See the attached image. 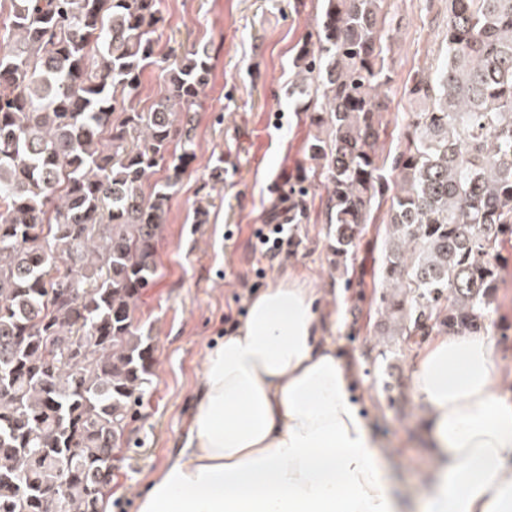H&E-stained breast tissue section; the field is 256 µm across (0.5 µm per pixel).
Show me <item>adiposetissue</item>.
I'll return each instance as SVG.
<instances>
[{"instance_id": "obj_1", "label": "adipose tissue", "mask_w": 512, "mask_h": 512, "mask_svg": "<svg viewBox=\"0 0 512 512\" xmlns=\"http://www.w3.org/2000/svg\"><path fill=\"white\" fill-rule=\"evenodd\" d=\"M317 299L294 278L253 295L206 354L184 442L140 512H512V382L490 337H439L414 366L434 465L409 501Z\"/></svg>"}]
</instances>
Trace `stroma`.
<instances>
[{"label":"stroma","mask_w":512,"mask_h":512,"mask_svg":"<svg viewBox=\"0 0 512 512\" xmlns=\"http://www.w3.org/2000/svg\"><path fill=\"white\" fill-rule=\"evenodd\" d=\"M158 8L155 62L144 72L139 110L160 97L168 65L191 47L208 45L213 67L195 114L194 158L157 245L156 284L135 311L153 338L155 362L131 446L112 476V512H139L133 488L144 487L177 448L207 350L243 319L254 293L290 276L319 290L326 336L354 374V401L375 436L404 458L399 481L422 487L431 466L428 421L412 372L429 339L399 335L386 316L375 225L346 264H337L319 185L308 199L307 223L288 227L294 240L288 253L268 260L256 237L307 164L304 144L314 129L288 90L292 48L313 30L319 0H159ZM392 9L399 29L391 41L393 83L381 135L388 152L404 131L403 86L442 50L446 25L443 0H392ZM486 323L512 374V269L493 294Z\"/></svg>","instance_id":"35a3bbf8"}]
</instances>
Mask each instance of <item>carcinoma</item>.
Segmentation results:
<instances>
[{
  "label": "carcinoma",
  "instance_id": "1",
  "mask_svg": "<svg viewBox=\"0 0 512 512\" xmlns=\"http://www.w3.org/2000/svg\"><path fill=\"white\" fill-rule=\"evenodd\" d=\"M158 2L10 0L0 19V512H101L148 384L135 309L212 69L194 48L136 109ZM445 2V49L404 85L392 157L390 0H322L293 57L317 133L288 223L321 183L337 261L383 225L382 301L408 336L485 330L512 240V0Z\"/></svg>",
  "mask_w": 512,
  "mask_h": 512
}]
</instances>
